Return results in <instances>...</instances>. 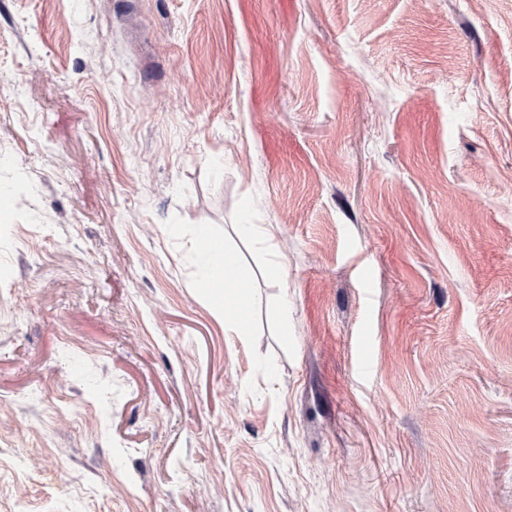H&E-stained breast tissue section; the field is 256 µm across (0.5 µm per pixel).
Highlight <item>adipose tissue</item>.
Listing matches in <instances>:
<instances>
[{
    "mask_svg": "<svg viewBox=\"0 0 512 512\" xmlns=\"http://www.w3.org/2000/svg\"><path fill=\"white\" fill-rule=\"evenodd\" d=\"M197 239L203 245L204 275L197 286L212 298L224 318L225 330L243 336L248 332L245 317L247 288L236 277L238 260L223 239L199 227Z\"/></svg>",
    "mask_w": 512,
    "mask_h": 512,
    "instance_id": "ef3b65f1",
    "label": "adipose tissue"
}]
</instances>
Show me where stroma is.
Masks as SVG:
<instances>
[{
    "label": "stroma",
    "instance_id": "stroma-1",
    "mask_svg": "<svg viewBox=\"0 0 512 512\" xmlns=\"http://www.w3.org/2000/svg\"><path fill=\"white\" fill-rule=\"evenodd\" d=\"M0 512H512V0H0ZM197 239L204 245V276L197 282V288L215 301L224 317L225 331L246 336L248 325L245 311L248 289L235 277L238 271L237 257L224 245L223 239L212 235L206 227H199ZM223 267L229 270L226 275L222 274ZM215 284L224 285V289L214 288Z\"/></svg>",
    "mask_w": 512,
    "mask_h": 512
}]
</instances>
